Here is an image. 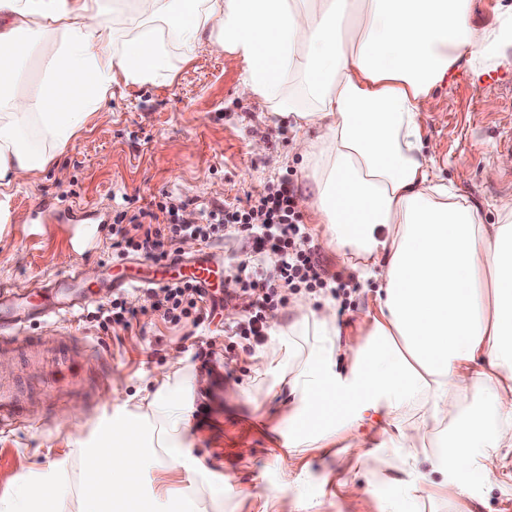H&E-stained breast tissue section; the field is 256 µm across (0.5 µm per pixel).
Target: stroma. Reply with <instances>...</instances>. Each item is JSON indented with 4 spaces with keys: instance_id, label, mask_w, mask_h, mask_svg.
Instances as JSON below:
<instances>
[{
    "instance_id": "obj_1",
    "label": "stroma",
    "mask_w": 512,
    "mask_h": 512,
    "mask_svg": "<svg viewBox=\"0 0 512 512\" xmlns=\"http://www.w3.org/2000/svg\"><path fill=\"white\" fill-rule=\"evenodd\" d=\"M497 80L456 71L434 89L423 120L425 154L432 172L455 182L484 223L497 221L499 200L512 198V151L499 144L512 120V66L497 68ZM241 66L223 54L199 50L180 64L173 79L119 85L84 132L26 181L11 189L8 222H0V286L19 294L31 281L49 279L76 266L95 278L114 260L110 225L120 211L135 212L169 193L188 200L187 215L214 202L246 204L264 185L289 177L295 195L307 189L295 134L256 100L239 97ZM50 197L58 210L88 206L103 219L87 252L64 245L56 231L36 224L31 207ZM379 285L367 280L338 316L339 341H365L378 307ZM244 296L221 301L213 321L175 328L150 324L108 336L85 311L37 326L51 345H70L69 363L81 379V395L60 403L46 425L0 436V496L14 491L23 464L72 454L70 487L50 512H77V493L89 476L85 449L104 447L102 419L138 404L163 370L206 376L190 408L188 437L212 481L224 494L208 512H512V453L501 461L502 478L489 486L466 477L468 495L451 502L436 488L428 466L396 468L399 449L387 448L369 430L318 448H288V386L279 370L257 376L254 355L224 350V328L244 314ZM98 355H86L82 341ZM211 355L210 365L192 360L191 349ZM138 480L152 512H174L173 500L155 499L157 488L178 491L193 474L171 466H143Z\"/></svg>"
}]
</instances>
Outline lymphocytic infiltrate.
Here are the masks:
<instances>
[{"instance_id":"f902f5d3","label":"lymphocytic infiltrate","mask_w":512,"mask_h":512,"mask_svg":"<svg viewBox=\"0 0 512 512\" xmlns=\"http://www.w3.org/2000/svg\"><path fill=\"white\" fill-rule=\"evenodd\" d=\"M187 206V201L165 193L134 214L119 212L112 224V247L121 258L141 256L161 262L177 258L178 245L186 239L207 244L237 233L251 240L250 256L237 262L224 283L226 297L241 291L252 297L243 318L224 331L243 350L252 352L265 344V312L286 305L290 294L304 290L347 299L359 288L354 277L327 274L286 182L265 185L249 207L215 205L201 209L193 221L181 216ZM147 295L149 306L136 311L126 307L122 294H115L88 318L108 334L113 325L130 327L142 315L197 327L215 312L204 290L192 280L172 281L148 289Z\"/></svg>"}]
</instances>
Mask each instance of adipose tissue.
<instances>
[{"mask_svg":"<svg viewBox=\"0 0 512 512\" xmlns=\"http://www.w3.org/2000/svg\"><path fill=\"white\" fill-rule=\"evenodd\" d=\"M472 0H0V187L30 176L86 130L119 83L172 78L201 49L243 65L241 98L291 121L311 194L299 198L327 249L351 256L383 295L365 343L338 340L336 310L296 298L293 320H271L288 370L290 448L331 443L381 417L399 468L428 462L437 488L461 499L464 475L497 481L512 449V198L483 223L422 151L432 89L463 65L479 74L512 57V0L475 30ZM47 50L22 83V53ZM350 358L346 373L334 369ZM137 410L106 422L79 512L136 507L129 430L142 457L198 475L177 512H199L209 489L181 409L201 386L159 373ZM71 455L23 468L0 512H47Z\"/></svg>","mask_w":512,"mask_h":512,"instance_id":"adipose-tissue-1","label":"adipose tissue"}]
</instances>
